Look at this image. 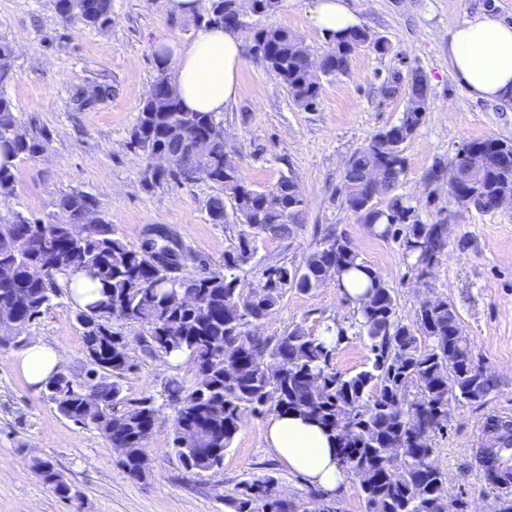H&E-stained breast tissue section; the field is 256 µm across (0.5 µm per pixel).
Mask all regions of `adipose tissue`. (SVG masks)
I'll use <instances>...</instances> for the list:
<instances>
[{"label": "adipose tissue", "instance_id": "ef3b65f1", "mask_svg": "<svg viewBox=\"0 0 512 512\" xmlns=\"http://www.w3.org/2000/svg\"><path fill=\"white\" fill-rule=\"evenodd\" d=\"M311 25L327 35L357 27L359 19L347 0H311ZM448 59L471 97L488 101L512 99V23L481 12L452 30ZM158 67L167 69L173 86L189 112L214 115L235 104L240 96L238 75L242 41L229 28H201L187 44L157 48ZM61 350L34 338L15 357L29 385L39 387L57 371ZM275 457L308 485L333 494L348 477L340 467L332 439L316 424L293 414H272L263 429Z\"/></svg>", "mask_w": 512, "mask_h": 512}]
</instances>
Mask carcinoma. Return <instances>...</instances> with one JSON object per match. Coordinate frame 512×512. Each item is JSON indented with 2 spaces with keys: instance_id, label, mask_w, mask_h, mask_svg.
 I'll return each mask as SVG.
<instances>
[{
  "instance_id": "obj_1",
  "label": "carcinoma",
  "mask_w": 512,
  "mask_h": 512,
  "mask_svg": "<svg viewBox=\"0 0 512 512\" xmlns=\"http://www.w3.org/2000/svg\"><path fill=\"white\" fill-rule=\"evenodd\" d=\"M280 0H252L256 14L250 27L254 58L285 86L292 102L303 109L316 105L322 80L347 72L350 58L363 45L369 31L353 28L329 37L321 70H312L308 49L288 29L265 25L262 19L279 8ZM64 20L102 28L112 21V0H55ZM239 0H204L195 14L202 26H228L237 20ZM13 47L0 41V89L13 79ZM429 101L428 85L415 74L408 104L397 125L374 134L351 155L343 176V201L357 220L385 240L399 243L403 257L417 279L423 280L447 245L448 225L423 224L415 207L393 193L405 169L402 145L424 121ZM217 123L208 112L183 110L165 70H159L152 90L140 103L129 143L146 158L163 153L182 162L189 157V142L209 133ZM43 132L26 126L10 98L0 94V152L17 160L34 159L46 149ZM469 167L448 173L451 196L462 207L491 212L499 207L498 191L512 185V141L484 138L467 141ZM16 165L0 163V196L15 193ZM382 172L377 197L384 204H367L368 173ZM194 176L150 173L151 185L167 180L180 183L205 181L221 188L206 202L209 220L224 223V199L232 202L238 223L256 227L274 237L288 238L304 223L305 200L297 181L281 178L269 191L281 198L277 211L265 207V192L254 189L239 167L226 161L224 139L212 138L208 152L195 159ZM95 199L83 193H66L59 200L64 219L45 224L22 211L0 215V262L16 261L10 279L0 281V308L8 307L12 321L33 323L61 295L72 293L63 278L81 272L99 285V297L77 308L83 326L89 368L83 383L93 388L100 405L85 403L79 388L65 381L49 393L65 418L96 431L112 429V439L126 449L121 465L133 471L142 452L145 428L155 423L153 399L130 400L122 395L119 380L130 368L120 332L112 320L148 327L150 354L183 352L204 385L186 387L175 379L165 383L174 410L176 453L188 472L220 467L231 447L245 412H295L316 421L336 439L339 464L356 482L367 512H447L448 478L432 460L435 433L448 424L453 404L487 397L496 380L475 364L472 348L459 317L448 300L430 299L405 323L396 314L393 293L382 276L343 236L330 230L322 240L332 248L317 247L299 266L274 263L262 276L264 286L244 291L238 271L251 262L255 237L243 232L224 254V272H205L174 283L153 268L139 248L112 236L107 221L89 229L83 238H70L65 230L85 222ZM336 277L365 276L366 291L354 306L351 327L367 340L373 360L352 374L332 367V352L347 329L327 326L328 341L295 327L280 336L256 331L278 304L284 287L312 291ZM189 288L198 304L189 307L176 297ZM265 352L282 366L274 377L251 356ZM194 436L192 445L180 444V433ZM483 432L487 446L477 454L479 466L492 478L512 471L499 470V453L512 448V419L491 417ZM29 467L60 499L69 500L70 484L49 462L31 459ZM275 478L244 480L231 499L233 512H299L292 500H268Z\"/></svg>"
}]
</instances>
